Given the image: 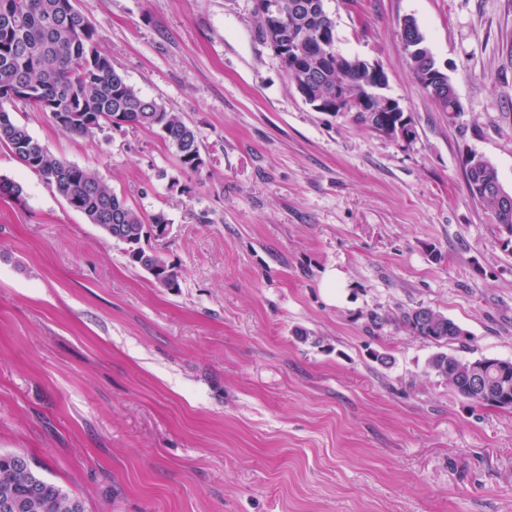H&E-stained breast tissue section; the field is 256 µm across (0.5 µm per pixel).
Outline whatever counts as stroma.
Returning a JSON list of instances; mask_svg holds the SVG:
<instances>
[{
	"instance_id": "1",
	"label": "stroma",
	"mask_w": 512,
	"mask_h": 512,
	"mask_svg": "<svg viewBox=\"0 0 512 512\" xmlns=\"http://www.w3.org/2000/svg\"><path fill=\"white\" fill-rule=\"evenodd\" d=\"M74 5L205 164L180 172L152 131L71 136L8 104L50 154L164 212L170 235L144 247L182 279L131 266L0 147L22 188L0 199V454L85 512H512V408L468 403L428 370L444 348L369 323L428 306L468 333L448 353L512 360V253L464 176L475 152L512 192V0H326L337 51L383 69L410 142L306 104L254 0ZM407 17L456 116L411 73Z\"/></svg>"
}]
</instances>
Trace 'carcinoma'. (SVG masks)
<instances>
[{
	"label": "carcinoma",
	"instance_id": "carcinoma-1",
	"mask_svg": "<svg viewBox=\"0 0 512 512\" xmlns=\"http://www.w3.org/2000/svg\"><path fill=\"white\" fill-rule=\"evenodd\" d=\"M271 0H256L260 16V37L265 43L280 45L285 33L267 26ZM292 27L308 35L324 27L335 41L334 23L325 9V0H284ZM422 51L410 60L412 71L435 65L425 38L408 17ZM299 90L314 96L328 93L336 81L357 91L369 82L367 69L352 67L336 56L327 61L306 57L301 66L288 71ZM27 88L34 94L22 99L39 112L62 116L60 130L83 136L105 126H128L158 130L175 149L182 171H199L204 159L196 130L160 103L137 92L112 66L97 46L95 31L73 5V0H0V145L36 174L87 220L108 237L126 245L128 262L147 271L163 288H180L178 269L156 252L142 247L143 239H159L157 228L168 223L158 212L146 219L127 200L79 166L51 156L26 126L16 121L4 104L15 101L13 94ZM354 119L371 130L388 135V113L357 112ZM475 154L464 162L466 187L470 197L491 210L495 222L506 229L501 246L512 254V199L502 197L503 187L493 163ZM394 323L426 340L446 336L451 329L466 332L454 321L418 324L410 312L392 317ZM506 382L485 405H512V362L505 368ZM18 454L0 455V504L10 503L11 512H84L83 503L60 486L45 480L35 469L17 465Z\"/></svg>",
	"mask_w": 512,
	"mask_h": 512
}]
</instances>
